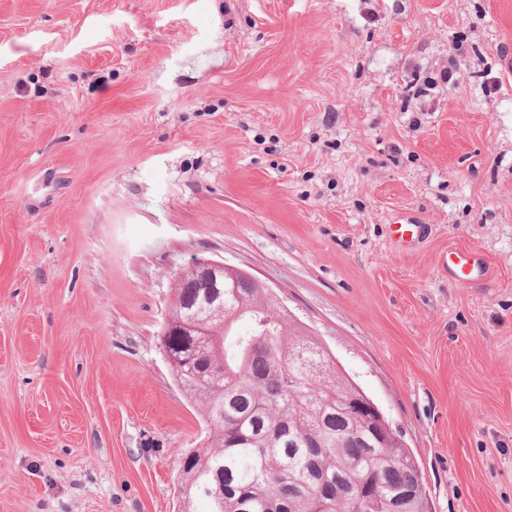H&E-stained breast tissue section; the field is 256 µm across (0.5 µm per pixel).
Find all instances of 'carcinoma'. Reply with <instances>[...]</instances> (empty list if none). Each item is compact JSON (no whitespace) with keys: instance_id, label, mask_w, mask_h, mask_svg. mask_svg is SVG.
I'll return each instance as SVG.
<instances>
[{"instance_id":"obj_1","label":"carcinoma","mask_w":512,"mask_h":512,"mask_svg":"<svg viewBox=\"0 0 512 512\" xmlns=\"http://www.w3.org/2000/svg\"><path fill=\"white\" fill-rule=\"evenodd\" d=\"M170 314L208 333L204 342L180 327L161 337L205 428L181 464L187 512L197 501L207 512H428L399 433L268 289L189 276Z\"/></svg>"}]
</instances>
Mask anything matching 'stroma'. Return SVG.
<instances>
[{
	"mask_svg": "<svg viewBox=\"0 0 512 512\" xmlns=\"http://www.w3.org/2000/svg\"><path fill=\"white\" fill-rule=\"evenodd\" d=\"M195 258L319 338L430 512H512V0H0V512H180ZM451 255H448V276L453 279L469 280L475 270H485L481 259L475 254L454 252Z\"/></svg>",
	"mask_w": 512,
	"mask_h": 512,
	"instance_id": "1",
	"label": "stroma"
}]
</instances>
